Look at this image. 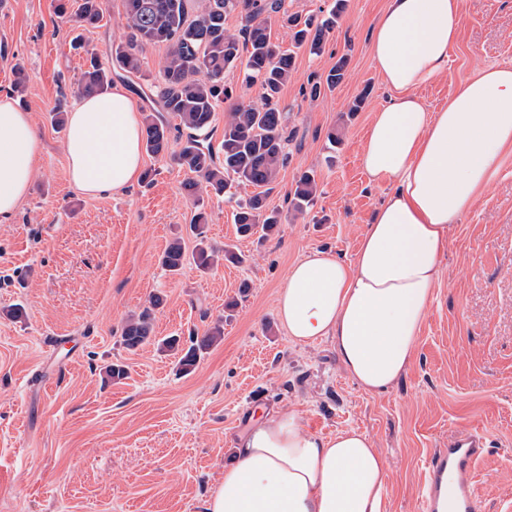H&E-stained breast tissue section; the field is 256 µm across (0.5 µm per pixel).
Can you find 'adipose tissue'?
Instances as JSON below:
<instances>
[{
    "label": "adipose tissue",
    "mask_w": 512,
    "mask_h": 512,
    "mask_svg": "<svg viewBox=\"0 0 512 512\" xmlns=\"http://www.w3.org/2000/svg\"><path fill=\"white\" fill-rule=\"evenodd\" d=\"M460 0H387L371 54L388 90L364 136L361 165L385 187L351 261L315 250L290 268L277 296L289 339L331 341L350 378L380 392L406 371L441 280L453 225L512 150V66H490L430 110L420 89L448 71ZM141 119L129 96L82 97L67 116L69 181L96 197L124 190L142 171ZM40 141L31 114L0 97V224L26 201ZM390 468L368 433L324 436L295 413L252 412L235 461L210 489L204 512H388Z\"/></svg>",
    "instance_id": "ef3b65f1"
}]
</instances>
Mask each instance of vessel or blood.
Listing matches in <instances>:
<instances>
[{
  "label": "vessel or blood",
  "instance_id": "b4317fda",
  "mask_svg": "<svg viewBox=\"0 0 512 512\" xmlns=\"http://www.w3.org/2000/svg\"><path fill=\"white\" fill-rule=\"evenodd\" d=\"M486 439L467 431L448 438L447 448L429 458L420 489V512H479L475 469Z\"/></svg>",
  "mask_w": 512,
  "mask_h": 512
}]
</instances>
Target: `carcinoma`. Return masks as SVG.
<instances>
[{
	"instance_id": "cac0c4a2",
	"label": "carcinoma",
	"mask_w": 512,
	"mask_h": 512,
	"mask_svg": "<svg viewBox=\"0 0 512 512\" xmlns=\"http://www.w3.org/2000/svg\"><path fill=\"white\" fill-rule=\"evenodd\" d=\"M124 6L130 29L128 41L115 49L111 70L90 57L79 81L80 92L95 94L111 87L116 77L132 78L141 70L139 49L150 44L167 45L160 111L173 115L179 124L173 128L160 116L148 113L143 129L146 152L152 156L165 154L170 129H175L181 139L179 164L194 174L185 184L188 195L197 193L201 180L218 195L235 183L254 187L256 192L238 203L237 231L242 236L274 231L280 219L277 211L267 208V194L288 162L282 136L285 115L276 97L294 75L293 52L281 50L271 41L268 25V19L282 10L281 0H124ZM344 8L345 0H335L328 17L318 23L312 18H285L293 47H305L310 54L320 55L326 34ZM230 12H237L244 19L237 34L224 28V15ZM101 19L100 0H81L72 15V21L83 28L94 27ZM344 66L340 59L325 81L308 80L310 95H320L324 86L334 88L343 78ZM236 67L241 69L245 82L260 83L263 102L259 106H234L224 121V139L215 147L208 141L206 131L217 103L232 98V91L224 87V72ZM316 187L314 175L302 173L295 181V207L301 210L309 205ZM207 223L206 212L200 210L190 225L197 239L190 259L202 270L211 268L216 257L206 242ZM190 259L181 239L176 238L168 244L160 261L168 271L177 273ZM152 332L151 314L145 310L125 322L122 342L126 348L134 349L150 341ZM221 335L222 327L217 323L206 335L190 337L186 347L175 336L162 339L160 345L178 355L180 370L189 374Z\"/></svg>"
}]
</instances>
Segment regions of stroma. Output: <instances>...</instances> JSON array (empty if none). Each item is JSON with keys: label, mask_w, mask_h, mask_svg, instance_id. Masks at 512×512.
Here are the masks:
<instances>
[{"label": "stroma", "mask_w": 512, "mask_h": 512, "mask_svg": "<svg viewBox=\"0 0 512 512\" xmlns=\"http://www.w3.org/2000/svg\"><path fill=\"white\" fill-rule=\"evenodd\" d=\"M0 11V96L13 92L23 63L22 105L43 149L39 172L12 223L0 224V512H203L214 483L255 407L296 413L310 431L367 432L390 465L389 512H418L424 467L451 432L487 435L477 465L479 512L512 505V151L489 188L455 225L442 278L414 357L380 393L354 383L328 341L293 344L276 299L289 269L315 249L351 260L384 190L367 183L359 151L373 112L387 99L370 52V29L386 0H347L321 56L294 51L295 76L279 94L288 163L267 198L281 222L269 236H240L235 202L188 196L186 173L168 155L145 157L151 183L98 198L69 184L55 107L80 98L83 59L71 50V22L59 0H6ZM103 18L83 30L103 66L128 35L123 0H101ZM165 45L145 46L142 76L116 81L135 109L157 106ZM345 59L343 81L310 97ZM512 66V0H461L459 40L448 73L420 91L430 109L477 69ZM365 103L358 112L356 97ZM338 131L342 141L330 144ZM314 175L304 212L291 199L296 178ZM203 205L216 248L241 254L203 272L160 263ZM152 342L130 350L122 326L151 296ZM20 307L12 318L9 311ZM224 336L187 375L160 351L167 336ZM125 366V378L107 376Z\"/></svg>", "instance_id": "35a3bbf8"}]
</instances>
